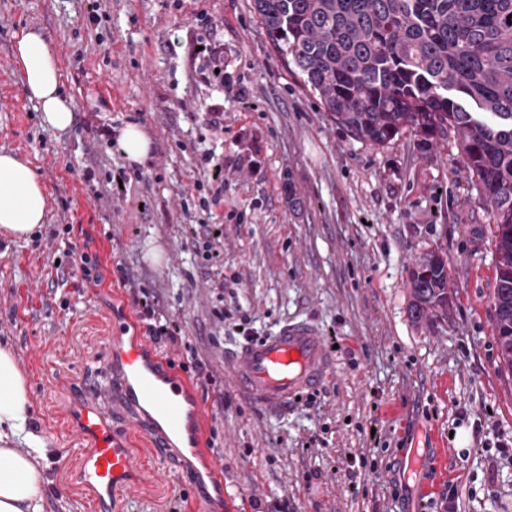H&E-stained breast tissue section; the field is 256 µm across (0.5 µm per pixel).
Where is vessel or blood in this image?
<instances>
[{
    "instance_id": "obj_1",
    "label": "vessel or blood",
    "mask_w": 512,
    "mask_h": 512,
    "mask_svg": "<svg viewBox=\"0 0 512 512\" xmlns=\"http://www.w3.org/2000/svg\"><path fill=\"white\" fill-rule=\"evenodd\" d=\"M128 323V310L111 313L108 369L119 375L116 386L104 393L86 384L84 374L65 379L71 398L65 425L82 448L77 479L93 494L99 512H118L117 492L133 491L140 482L135 452L115 428L104 396L132 410L158 455H168L178 443L198 455L209 453L204 410L190 383L158 359L146 338L127 336ZM335 363L319 329L297 321L274 335L243 342L229 353L225 367L235 391L262 410L283 415L319 392Z\"/></svg>"
}]
</instances>
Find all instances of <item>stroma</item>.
I'll return each mask as SVG.
<instances>
[{
	"mask_svg": "<svg viewBox=\"0 0 512 512\" xmlns=\"http://www.w3.org/2000/svg\"><path fill=\"white\" fill-rule=\"evenodd\" d=\"M26 29L61 61L75 105L69 133L43 128L24 91L14 46ZM202 44L219 50L223 81L201 79ZM215 106L220 137L206 124ZM129 121L154 149L118 195L108 180L126 161L95 129ZM0 150L27 160L46 189V220L31 238L0 232V348L26 376L34 429L48 442L47 512L96 505L71 475L77 442L54 428L67 397L36 388L62 369L106 383V314L131 304L124 273L183 326L186 343L154 344L160 360L197 359L209 372L189 382L224 470L196 488L200 459L185 449L160 458L116 408L144 474L123 512H196L203 494L223 498L222 512H254V499L264 512H446L445 499L424 508L418 493L443 448L456 512H512V457L479 444L491 430L512 438V373L491 311L495 224L454 139L426 151L407 134L382 147L354 139L288 71L252 0H0ZM207 153L224 159L216 264L196 255L189 230L208 221ZM198 182L200 196L185 197ZM71 245L96 257L97 280L57 272L54 258ZM429 250L447 260L453 294L446 316L417 323L408 270ZM290 320L314 323L340 347L315 404L273 416L230 387L224 354L243 329L262 336Z\"/></svg>",
	"mask_w": 512,
	"mask_h": 512,
	"instance_id": "1",
	"label": "stroma"
}]
</instances>
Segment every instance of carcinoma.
<instances>
[{
  "instance_id": "cac0c4a2",
  "label": "carcinoma",
  "mask_w": 512,
  "mask_h": 512,
  "mask_svg": "<svg viewBox=\"0 0 512 512\" xmlns=\"http://www.w3.org/2000/svg\"><path fill=\"white\" fill-rule=\"evenodd\" d=\"M288 70L352 137L424 148L453 133L492 210L493 324L512 369V0H253ZM411 316L448 314V264L409 269Z\"/></svg>"
}]
</instances>
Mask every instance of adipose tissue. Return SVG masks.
Listing matches in <instances>:
<instances>
[{"instance_id":"1","label":"adipose tissue","mask_w":512,"mask_h":512,"mask_svg":"<svg viewBox=\"0 0 512 512\" xmlns=\"http://www.w3.org/2000/svg\"><path fill=\"white\" fill-rule=\"evenodd\" d=\"M29 99L42 126L69 132L74 103L65 92L60 62L50 40L24 32L15 47ZM46 193L38 172L9 151H0V232L25 239L43 224ZM26 452H18L16 443ZM46 440L31 428L27 379L10 352L0 349V512H45L48 480L40 465Z\"/></svg>"}]
</instances>
